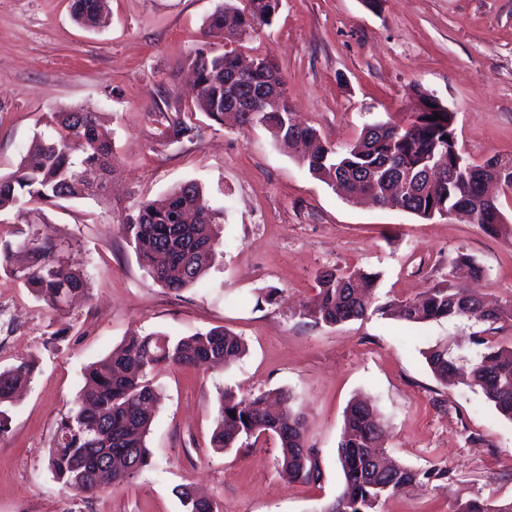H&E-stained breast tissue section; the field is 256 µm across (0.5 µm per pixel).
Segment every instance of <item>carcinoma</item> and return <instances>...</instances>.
Wrapping results in <instances>:
<instances>
[{"label":"carcinoma","instance_id":"carcinoma-1","mask_svg":"<svg viewBox=\"0 0 512 512\" xmlns=\"http://www.w3.org/2000/svg\"><path fill=\"white\" fill-rule=\"evenodd\" d=\"M238 2L237 6L232 0L218 3L207 18V36L224 30L225 49L220 51L205 41L190 56L199 87L195 108L172 101L167 89L156 92L153 116L162 140L169 141L172 134L189 142L198 139V112L224 124V76L238 66V48L272 25L279 4V0ZM101 4L102 0H73L75 21L92 26L90 12L101 11ZM264 91L279 100L239 113V125L265 126L287 151L304 143L302 161L309 173L335 191L346 196L358 186L379 205L424 219L465 211L490 235L504 228L497 193L512 189V183L500 182L491 164L512 169V159L492 156L480 165H457L454 113L432 96L418 94L416 112L407 124L367 125L339 154L315 128L296 121L276 63L259 55L257 66L238 86L237 97L260 99ZM49 124L53 137L23 156L14 170L0 174V216L27 204L55 206L60 200L94 196L96 189L85 179V171L115 168L112 145L99 132L98 113L70 108L51 113ZM218 215L201 187L187 181L173 187L160 201L144 200L128 211L121 210L118 223L121 236L154 281L179 291L198 283L215 262ZM70 249L71 243L45 238L33 227L16 238L0 235V270L53 311L64 312L72 298L89 291L88 275L66 260ZM378 278L379 274L361 268L321 270L315 277L316 294L300 316L327 326L360 319L371 306ZM376 311L383 315L394 311L410 324L454 317L491 325L512 322V300L488 309L482 295L444 284L434 285L412 300L379 306ZM475 345L479 350L466 371L444 347L425 354L427 365L441 384L479 390L501 416L512 420V342L506 346L478 336ZM245 351L241 338L223 327L176 340L162 332L130 337L109 357L85 368L84 385L74 407L57 423L47 455L48 470L75 496L109 486L106 478H97L94 471L100 455L106 456L114 477L137 472L150 456L146 439L152 415L145 407L159 399L158 387L149 374L160 365L218 368ZM34 368L33 363L22 362L0 370V432L7 430L2 407L31 379ZM281 399L282 407L273 409L263 393L239 398L224 391L211 444L223 450L253 437H273L278 442L280 474L290 482L317 481L320 464L314 449L306 447L303 415L289 393ZM382 433L380 414L372 405L357 401L347 407L338 444L344 486L323 512H378L382 501L420 480L444 477L443 470L420 472L389 465ZM179 496L184 512H220L216 502L197 495L189 486L183 487ZM452 512H512V499L456 500Z\"/></svg>","mask_w":512,"mask_h":512}]
</instances>
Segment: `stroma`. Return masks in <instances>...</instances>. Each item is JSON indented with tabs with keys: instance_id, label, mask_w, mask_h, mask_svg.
Returning a JSON list of instances; mask_svg holds the SVG:
<instances>
[{
	"instance_id": "stroma-1",
	"label": "stroma",
	"mask_w": 512,
	"mask_h": 512,
	"mask_svg": "<svg viewBox=\"0 0 512 512\" xmlns=\"http://www.w3.org/2000/svg\"><path fill=\"white\" fill-rule=\"evenodd\" d=\"M217 3L107 0V24L88 29L73 20L71 0H0V173L14 169L34 136H50L51 113L71 107L101 113L118 161L106 197L27 215L43 233L72 242L71 262L91 277L87 299L60 315L0 275V369L35 363L0 433V512H183L176 491L186 485L224 512H322L343 486L337 444L345 409L359 397L380 412L393 460L448 471L446 480L386 499L379 512H451L458 499H511L512 421L480 393L440 384L424 359L441 346L466 363L484 323L409 325L377 308L439 282L512 298V197L500 199L507 230L490 235L463 216L424 219L345 199L259 125L211 122L198 141H161L154 94L163 87L191 104L188 58L205 41ZM244 52L274 60L297 120L336 150L365 125L407 121L423 91L454 113L470 161L512 157V0H280L272 26ZM186 181L224 216L214 264L174 292L140 266L117 210ZM460 252L485 277L453 270L449 260ZM354 266L380 275L373 311L335 326L299 317L317 272ZM216 326L240 336L247 351L213 370H155L161 399L149 465L89 495L63 490L46 457L85 366L135 332L175 339ZM227 389L293 394L321 479L282 478L272 440L213 448Z\"/></svg>"
}]
</instances>
